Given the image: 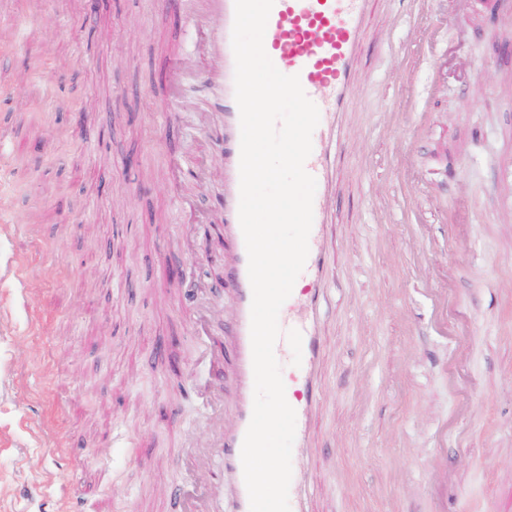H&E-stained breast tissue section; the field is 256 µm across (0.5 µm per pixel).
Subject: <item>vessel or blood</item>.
I'll return each instance as SVG.
<instances>
[{
    "label": "vessel or blood",
    "instance_id": "b4317fda",
    "mask_svg": "<svg viewBox=\"0 0 512 512\" xmlns=\"http://www.w3.org/2000/svg\"><path fill=\"white\" fill-rule=\"evenodd\" d=\"M377 0H274L264 35V48L276 68L295 75L306 95L320 112L313 132V150L305 162L306 171L316 180L313 200V225L309 253L299 279L304 284L306 315L297 318L292 309H281L275 354L289 360L286 394L296 412L294 448L306 454L311 437L313 409L321 398L318 368L325 344L317 329L316 312L325 291L330 268L326 248V218L331 201L330 184L334 160L346 140L336 122L337 113L347 111L352 101V86L357 50L363 40L365 23ZM171 13L187 26L212 18L216 25L207 41L209 66L197 77L191 91L206 106L219 113L221 122L212 128L207 143L224 161V180L216 197L221 224L231 236L234 258L224 269L220 284L232 295L233 317L224 326L232 347L210 340L209 351L217 363L233 362L242 382V396L232 425L223 427L208 446L207 456L219 463L223 474L235 482L231 512H250L248 491L243 476L241 449L251 421L254 402V371L251 344L252 287L248 277V255L239 222L240 202V114L235 100V57L232 31L235 0H167ZM224 502V482L216 480L211 497L200 507L171 497V512H220Z\"/></svg>",
    "mask_w": 512,
    "mask_h": 512
}]
</instances>
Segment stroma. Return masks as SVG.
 Listing matches in <instances>:
<instances>
[{
    "label": "stroma",
    "mask_w": 512,
    "mask_h": 512,
    "mask_svg": "<svg viewBox=\"0 0 512 512\" xmlns=\"http://www.w3.org/2000/svg\"><path fill=\"white\" fill-rule=\"evenodd\" d=\"M432 19L418 30L385 0L358 56L326 241L324 400L310 458L292 459L310 512H512V0H434ZM212 26L154 0H0V262L26 278L0 269V512L65 498L168 512L173 486L207 495L186 445L207 439L211 397L228 413L236 398L232 368L200 350L232 310L202 230L222 178L205 148L217 117L178 97L174 135L157 123L166 51L192 81ZM387 37L419 42L426 62L417 104L391 123ZM187 164L201 174L171 198ZM398 176L421 218L411 230L376 206Z\"/></svg>",
    "instance_id": "1"
}]
</instances>
